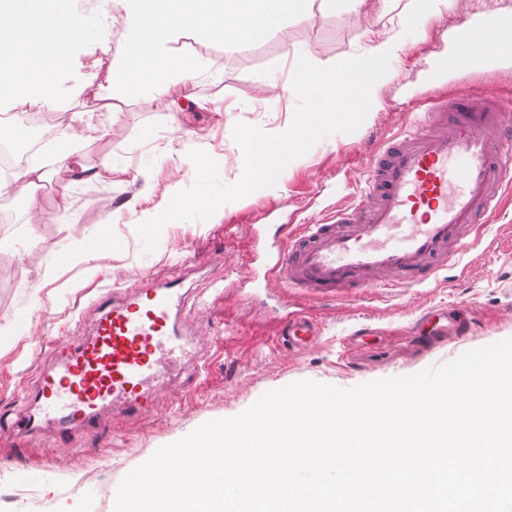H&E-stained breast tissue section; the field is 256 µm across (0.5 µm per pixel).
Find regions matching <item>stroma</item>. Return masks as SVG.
<instances>
[{
  "instance_id": "obj_1",
  "label": "stroma",
  "mask_w": 512,
  "mask_h": 512,
  "mask_svg": "<svg viewBox=\"0 0 512 512\" xmlns=\"http://www.w3.org/2000/svg\"><path fill=\"white\" fill-rule=\"evenodd\" d=\"M494 6L512 17V0H364L351 9L345 0L303 14L275 28L259 43L224 48L186 35L179 48L199 58L204 72L172 85L157 100L114 94L99 103L91 94L48 103L44 109L64 117L98 109V121L111 136L81 138L72 149L93 170L119 161L123 171L111 180H79L55 163L56 142L48 140L30 162L45 178L36 188L48 219L33 222L28 208H14L20 187L0 194V512H27L10 498L12 485L33 486L48 512H89L99 481L120 484L127 471L143 464L160 447L186 436L207 421L237 416L268 391L312 380L342 389L399 376H412L456 359L463 352L512 337V252L496 238V227L512 225V199L490 221L491 228L472 252L460 281L440 274L427 288H395L367 299L336 300L298 295L270 280L262 301L235 293V283L263 272L260 260L281 224L324 222L339 209L360 202L359 188L382 143L404 129L421 111L428 88L449 96L464 85L473 94L497 92L512 100V65L492 71L439 77L437 63L447 57L448 33L461 10ZM397 47L388 73L372 88L371 109L354 132H333L291 161L271 187L223 205L210 219L175 221L162 230L158 248L144 252L137 225L159 214L172 196L190 187L189 149L206 151L219 164L223 183L243 172L244 158L231 131L243 122L269 134L285 132L297 102L285 85L295 61L290 48L311 50L321 61L369 54L377 43ZM220 79H211L212 71ZM68 193L78 221L59 218L56 204ZM110 226L118 248L102 251L97 233ZM85 238L90 262L69 252L73 238ZM203 264L187 282L192 289L190 321L198 340L219 339L209 351V374L188 397L178 396L184 367L168 366L162 378L175 392L173 403L147 409L138 420L113 417L95 431L70 437L31 440L1 426L26 406L25 389L46 356L44 336L75 341L90 332L92 296L105 284L132 288L145 277L167 276L175 260ZM58 311L56 324L39 319L20 323L14 310L39 299ZM303 308L321 328L317 345L295 352L279 345L283 305ZM429 307L462 309L473 323L470 337L422 353L403 337L420 311ZM368 327L392 337L389 347L342 351L340 340Z\"/></svg>"
}]
</instances>
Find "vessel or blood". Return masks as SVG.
I'll list each match as a JSON object with an SVG mask.
<instances>
[{
  "instance_id": "vessel-or-blood-1",
  "label": "vessel or blood",
  "mask_w": 512,
  "mask_h": 512,
  "mask_svg": "<svg viewBox=\"0 0 512 512\" xmlns=\"http://www.w3.org/2000/svg\"><path fill=\"white\" fill-rule=\"evenodd\" d=\"M512 18L494 12L464 15L452 31V49L441 72L484 71L512 63ZM426 105L406 132L388 138L371 159L360 204L340 210L325 224H292L287 246L265 255L266 277L322 298L367 288H421L462 261L474 238L487 229L504 187L512 186V123L495 92L475 99L466 90ZM177 272L152 287L131 292L116 285L92 299L93 329L67 353L58 338L44 337L54 351L30 393V411L14 423L38 438L47 430L95 429L113 403L126 419L138 418L153 401L162 365L187 353L186 281ZM465 311H423L406 338L422 352L470 336ZM320 329L303 309L281 318L280 341L294 351L314 346Z\"/></svg>"
}]
</instances>
